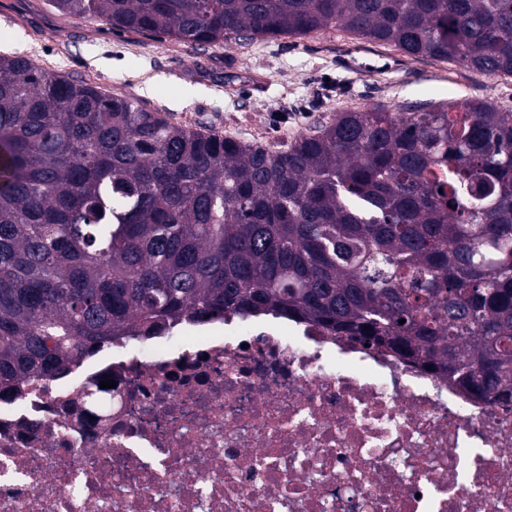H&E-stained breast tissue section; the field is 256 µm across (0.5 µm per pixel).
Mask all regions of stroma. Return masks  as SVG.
I'll list each match as a JSON object with an SVG mask.
<instances>
[{"label": "stroma", "mask_w": 512, "mask_h": 512, "mask_svg": "<svg viewBox=\"0 0 512 512\" xmlns=\"http://www.w3.org/2000/svg\"><path fill=\"white\" fill-rule=\"evenodd\" d=\"M0 33L10 50L52 72L137 98L171 123L266 147L374 104L397 112L477 98L512 113V76L476 75L333 28L192 50L169 38L88 28L46 0H0Z\"/></svg>", "instance_id": "1"}]
</instances>
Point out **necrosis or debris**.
<instances>
[{"label": "necrosis or debris", "mask_w": 512, "mask_h": 512, "mask_svg": "<svg viewBox=\"0 0 512 512\" xmlns=\"http://www.w3.org/2000/svg\"><path fill=\"white\" fill-rule=\"evenodd\" d=\"M124 347L0 400V512H512V403L391 350L271 314Z\"/></svg>", "instance_id": "necrosis-or-debris-1"}]
</instances>
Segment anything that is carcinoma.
<instances>
[{"instance_id":"obj_1","label":"carcinoma","mask_w":512,"mask_h":512,"mask_svg":"<svg viewBox=\"0 0 512 512\" xmlns=\"http://www.w3.org/2000/svg\"><path fill=\"white\" fill-rule=\"evenodd\" d=\"M195 49L329 27L512 75V0H51ZM271 313L512 400V114L345 111L273 150L0 54V398L89 346Z\"/></svg>"}]
</instances>
